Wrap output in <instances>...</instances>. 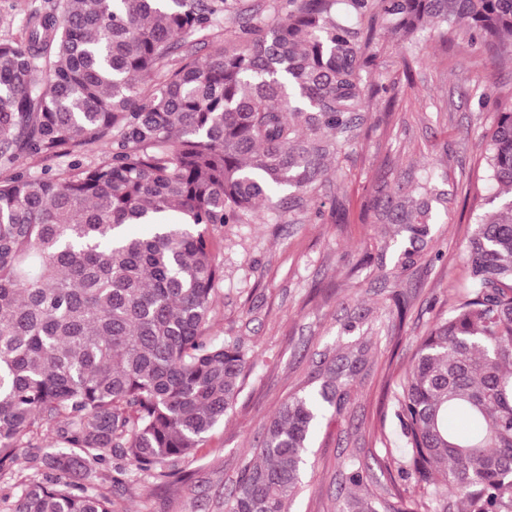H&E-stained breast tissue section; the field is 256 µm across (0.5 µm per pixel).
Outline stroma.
Returning <instances> with one entry per match:
<instances>
[{"instance_id": "35a3bbf8", "label": "stroma", "mask_w": 512, "mask_h": 512, "mask_svg": "<svg viewBox=\"0 0 512 512\" xmlns=\"http://www.w3.org/2000/svg\"><path fill=\"white\" fill-rule=\"evenodd\" d=\"M415 50L379 31L370 72L380 92L357 143L341 157L326 187L335 211L285 214L283 223L227 224L212 229L224 278L215 298L216 338L240 341L251 372L234 409L194 460L185 481L165 489L142 480L113 488V512H225L224 501L244 461L254 457L267 422L306 385L311 361L348 338L341 325L353 309L372 311L360 332L377 350L358 377L347 412L315 427L305 489L293 512H335L349 491L351 459L366 464L369 487L419 512L426 496L397 471L401 425L393 395L415 344L452 310L467 277L465 248L473 226L464 210L469 173L495 123L497 105L512 104V64L471 50L428 28ZM437 164L453 199L435 226L440 261L420 263L398 279L381 276L370 256L394 257L393 228L377 223L379 193L410 191ZM402 296L405 316L393 299Z\"/></svg>"}]
</instances>
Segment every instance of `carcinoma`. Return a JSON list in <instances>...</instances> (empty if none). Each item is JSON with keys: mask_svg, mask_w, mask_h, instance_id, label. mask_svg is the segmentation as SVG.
<instances>
[{"mask_svg": "<svg viewBox=\"0 0 512 512\" xmlns=\"http://www.w3.org/2000/svg\"><path fill=\"white\" fill-rule=\"evenodd\" d=\"M469 49L512 46V0H48L21 41H0V475L29 473L4 512H112L105 483L179 480V463L232 410L248 352L216 342L223 279L210 230L315 201L378 93L377 28L410 42L428 25ZM210 48L200 58L198 49ZM93 145L109 160L84 165ZM22 155L68 158L32 178ZM472 214L458 304L417 345L395 395L399 470L426 512H512V107H498ZM448 203L433 173L378 213L396 226L395 277L434 251ZM127 224L149 234L131 238ZM374 345L321 355L265 426L227 512H290L312 431L345 408ZM462 415L473 428L454 429ZM126 466L108 476L111 457ZM336 512H407L369 491Z\"/></svg>", "mask_w": 512, "mask_h": 512, "instance_id": "obj_1", "label": "carcinoma"}]
</instances>
